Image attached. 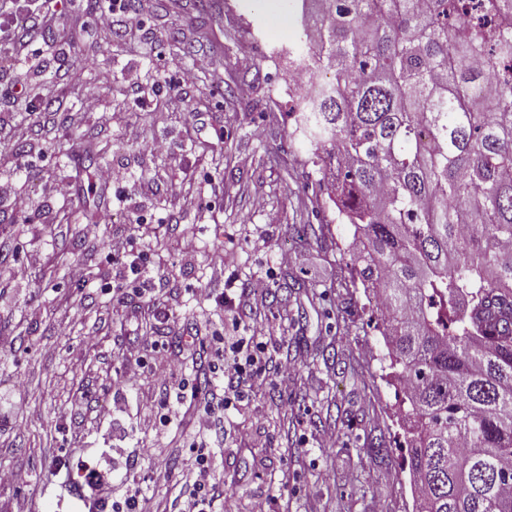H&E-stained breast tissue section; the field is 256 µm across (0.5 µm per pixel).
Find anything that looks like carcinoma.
I'll list each match as a JSON object with an SVG mask.
<instances>
[{
    "mask_svg": "<svg viewBox=\"0 0 512 512\" xmlns=\"http://www.w3.org/2000/svg\"><path fill=\"white\" fill-rule=\"evenodd\" d=\"M301 0L293 134L379 298L418 512H512V0ZM500 72V87L488 83Z\"/></svg>",
    "mask_w": 512,
    "mask_h": 512,
    "instance_id": "1",
    "label": "carcinoma"
}]
</instances>
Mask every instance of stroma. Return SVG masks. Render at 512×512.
Masks as SVG:
<instances>
[{
  "label": "stroma",
  "instance_id": "stroma-1",
  "mask_svg": "<svg viewBox=\"0 0 512 512\" xmlns=\"http://www.w3.org/2000/svg\"><path fill=\"white\" fill-rule=\"evenodd\" d=\"M213 2L202 14L196 0H140L145 27L103 38L93 25H77L92 16V0H56V26L27 30L32 52L0 74V110L13 115L0 141L18 163L6 177L34 202L24 211L0 204V265L23 261L32 249L45 254L28 279L0 278V389L21 400L0 423V463L29 476L27 484L0 486V512H78L69 492L81 480L78 459L112 448L125 449L129 462L113 473L109 497L137 486L164 512H178L195 459L191 428L175 421L158 435L140 433V418L161 412L164 394L148 377L122 387L119 374L158 345L189 359L186 373L195 376L215 337L244 335L255 322L271 330L267 356L289 357L296 369L266 373L247 406L225 410L224 445L213 457L218 482L244 504L267 496L270 512H415L399 447L402 385L375 297L356 281L353 228L337 219L330 189L291 135L288 50L297 43V8L284 0ZM175 29L200 35L184 56L197 73L192 86L167 71L168 57L179 53L168 40ZM131 69L139 86L126 80ZM20 81L31 84L30 97L9 95ZM89 92L101 108L60 152L57 118L78 113ZM242 95L256 109L240 105ZM157 112L167 113L165 123L154 124ZM130 123L167 151L152 155L127 143L122 130ZM89 147L99 165L124 172L121 194L44 197L47 179L91 178ZM174 184L193 192L198 208L176 210ZM259 195L261 209L253 203ZM134 212L166 219L161 237L145 246L148 265L165 270L149 310L135 292L104 287L120 270L105 242L129 232ZM299 224L312 227L302 240ZM186 234L199 246L190 260L177 251ZM219 255L224 276L217 279L211 261ZM73 262L86 267L87 284L68 278ZM256 278L269 284L264 297L245 288ZM202 290L223 296V308L201 304ZM32 308L38 321L28 317ZM89 333L97 340L91 349ZM295 335L307 350L289 349ZM116 398L121 412L102 417ZM326 433L335 447H320ZM164 467L168 482L150 483Z\"/></svg>",
  "mask_w": 512,
  "mask_h": 512
}]
</instances>
